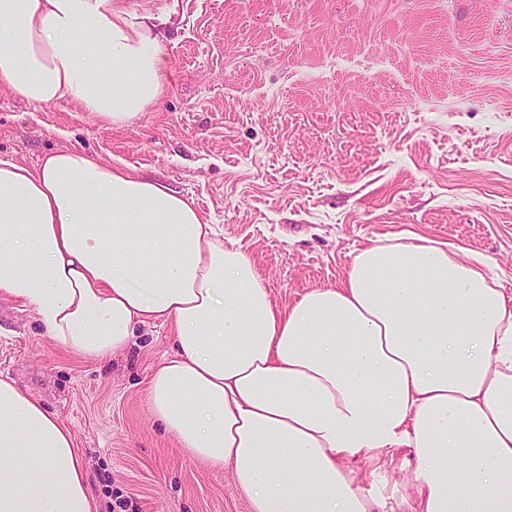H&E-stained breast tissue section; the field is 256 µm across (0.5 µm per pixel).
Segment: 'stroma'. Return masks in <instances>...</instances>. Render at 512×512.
Wrapping results in <instances>:
<instances>
[{
    "instance_id": "35a3bbf8",
    "label": "stroma",
    "mask_w": 512,
    "mask_h": 512,
    "mask_svg": "<svg viewBox=\"0 0 512 512\" xmlns=\"http://www.w3.org/2000/svg\"><path fill=\"white\" fill-rule=\"evenodd\" d=\"M159 101L117 128L0 87V156L62 149L192 199L250 256L272 300L343 279L403 232L484 255L512 293V0H180ZM169 326L78 357L0 298V375L72 432L99 512H251L229 471L191 460L149 414ZM384 512H418L409 448L352 461Z\"/></svg>"
}]
</instances>
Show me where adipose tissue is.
I'll list each match as a JSON object with an SVG mask.
<instances>
[{"mask_svg":"<svg viewBox=\"0 0 512 512\" xmlns=\"http://www.w3.org/2000/svg\"><path fill=\"white\" fill-rule=\"evenodd\" d=\"M179 0H0V84L115 127L162 96ZM478 253L377 239L278 309L252 259L151 176L61 149L0 157V296L103 360L171 325L153 420L252 512H378L348 459L410 448L420 512H512V295ZM71 431L0 377V512H98Z\"/></svg>","mask_w":512,"mask_h":512,"instance_id":"ef3b65f1","label":"adipose tissue"}]
</instances>
